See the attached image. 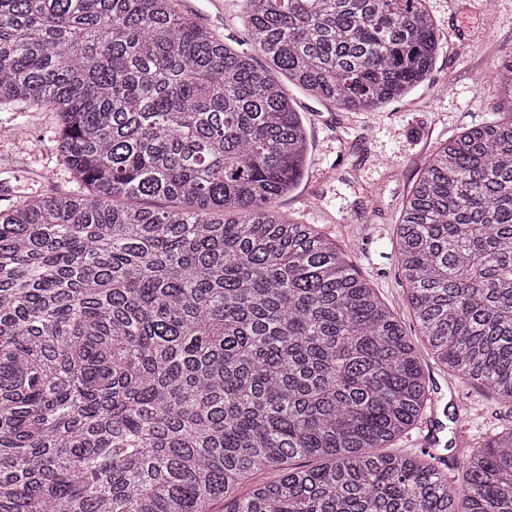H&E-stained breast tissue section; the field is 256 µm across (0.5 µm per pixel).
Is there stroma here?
Segmentation results:
<instances>
[{
    "mask_svg": "<svg viewBox=\"0 0 512 512\" xmlns=\"http://www.w3.org/2000/svg\"><path fill=\"white\" fill-rule=\"evenodd\" d=\"M441 39L430 82L405 98L371 112H342L294 84L285 90L301 112L311 141L308 171L297 190L281 199V211L315 225L352 261L382 302L401 320L425 370L447 378L434 360L407 302L398 266L394 230L405 200L429 154L472 124L493 118L501 93L491 84L475 87L476 73L490 71L512 48V0H428ZM189 15L224 42L247 45L242 0H225L216 18L208 0H194ZM0 168L6 169L14 201L78 186L61 163L54 113L15 103L0 104ZM439 408L455 416L462 402L477 401L468 422L471 446L512 429V405L465 380H451Z\"/></svg>",
    "mask_w": 512,
    "mask_h": 512,
    "instance_id": "obj_1",
    "label": "stroma"
}]
</instances>
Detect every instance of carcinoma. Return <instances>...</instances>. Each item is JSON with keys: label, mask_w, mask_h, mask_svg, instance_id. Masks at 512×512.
Here are the masks:
<instances>
[{"label": "carcinoma", "mask_w": 512, "mask_h": 512, "mask_svg": "<svg viewBox=\"0 0 512 512\" xmlns=\"http://www.w3.org/2000/svg\"><path fill=\"white\" fill-rule=\"evenodd\" d=\"M226 44L178 0H0V104L46 108L75 194L0 209V512H512V430L381 454L428 375L336 244L275 210L310 142L284 76L343 111L429 79L427 0H243ZM506 117L420 169L396 245L442 369L512 404ZM296 459H318L313 467Z\"/></svg>", "instance_id": "carcinoma-1"}]
</instances>
